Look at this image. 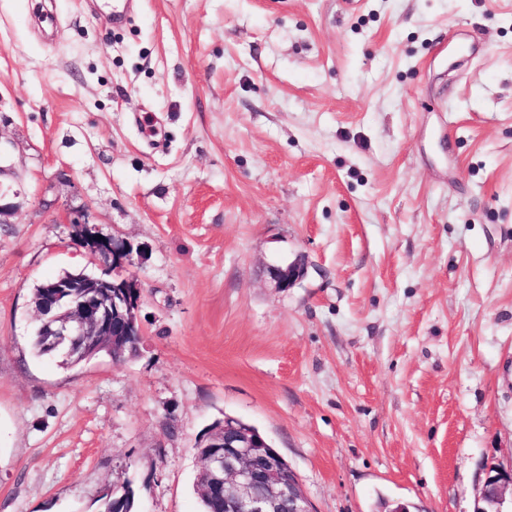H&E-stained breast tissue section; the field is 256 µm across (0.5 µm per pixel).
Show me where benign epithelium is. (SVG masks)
<instances>
[{
    "label": "benign epithelium",
    "mask_w": 512,
    "mask_h": 512,
    "mask_svg": "<svg viewBox=\"0 0 512 512\" xmlns=\"http://www.w3.org/2000/svg\"><path fill=\"white\" fill-rule=\"evenodd\" d=\"M71 223L81 226V246L93 256L110 259L116 269L129 265L140 252L125 237H99L86 210L76 212ZM269 275L275 288L286 291L300 278L302 268L272 266ZM41 288L43 307L54 310L49 316L41 314L43 332L53 337L54 349L87 336H109L115 345L127 336L143 335L137 318L140 297L132 279L113 282L83 274L46 281ZM206 439L197 446L206 475L204 491L224 494V512H314L295 472L257 430L226 416L224 428L209 431ZM479 502V512H512V471L487 474Z\"/></svg>",
    "instance_id": "benign-epithelium-1"
}]
</instances>
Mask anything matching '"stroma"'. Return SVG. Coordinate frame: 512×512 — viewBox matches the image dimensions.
<instances>
[{
	"label": "stroma",
	"mask_w": 512,
	"mask_h": 512,
	"mask_svg": "<svg viewBox=\"0 0 512 512\" xmlns=\"http://www.w3.org/2000/svg\"><path fill=\"white\" fill-rule=\"evenodd\" d=\"M0 0V512H199L255 426L315 512H476L512 469V0ZM141 246L131 358L32 290ZM299 261L294 288L268 268ZM71 224H80L81 246L93 256H104L112 261V268L122 269L130 265L134 253L140 252V246L135 247L129 239L121 236H104L99 234L91 222V215L87 210L77 211L71 219ZM102 236V239H99Z\"/></svg>",
	"instance_id": "1"
}]
</instances>
